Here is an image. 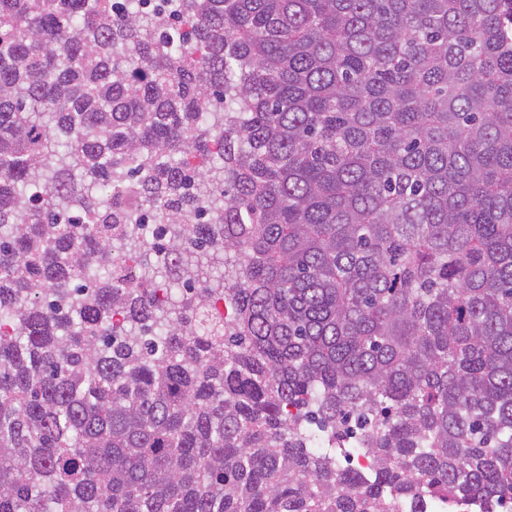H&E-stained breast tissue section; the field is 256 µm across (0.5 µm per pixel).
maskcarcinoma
<instances>
[{"label":"carcinoma","instance_id":"1","mask_svg":"<svg viewBox=\"0 0 512 512\" xmlns=\"http://www.w3.org/2000/svg\"><path fill=\"white\" fill-rule=\"evenodd\" d=\"M169 2L0 0V512H508L512 0Z\"/></svg>","mask_w":512,"mask_h":512}]
</instances>
